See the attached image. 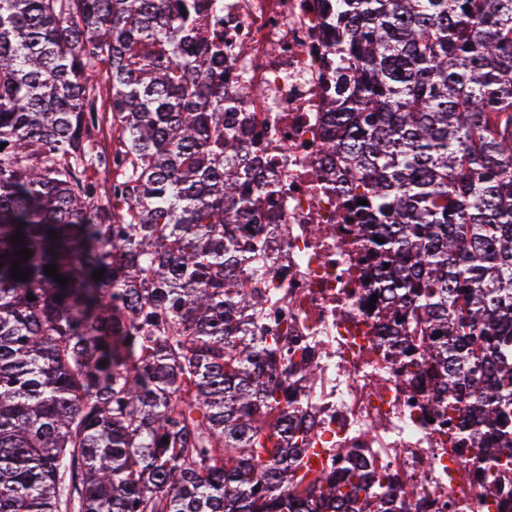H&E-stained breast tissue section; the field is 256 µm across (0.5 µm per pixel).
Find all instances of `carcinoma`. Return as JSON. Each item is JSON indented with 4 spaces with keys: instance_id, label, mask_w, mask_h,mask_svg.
I'll use <instances>...</instances> for the list:
<instances>
[{
    "instance_id": "cac0c4a2",
    "label": "carcinoma",
    "mask_w": 512,
    "mask_h": 512,
    "mask_svg": "<svg viewBox=\"0 0 512 512\" xmlns=\"http://www.w3.org/2000/svg\"><path fill=\"white\" fill-rule=\"evenodd\" d=\"M208 8L0 0V512H405L355 448L338 474L303 466L310 426L288 407L316 366L265 327L257 208L276 186L252 113L224 98L231 42L202 30ZM330 23L323 149L375 261L379 335L406 391L458 418L466 462L506 467L478 482L497 500L512 483V0H335Z\"/></svg>"
}]
</instances>
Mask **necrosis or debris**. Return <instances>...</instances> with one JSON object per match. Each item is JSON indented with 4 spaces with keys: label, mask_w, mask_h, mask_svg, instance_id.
I'll return each mask as SVG.
<instances>
[{
    "label": "necrosis or debris",
    "mask_w": 512,
    "mask_h": 512,
    "mask_svg": "<svg viewBox=\"0 0 512 512\" xmlns=\"http://www.w3.org/2000/svg\"><path fill=\"white\" fill-rule=\"evenodd\" d=\"M224 93L253 113L268 182L281 202L264 228L272 238L267 292L290 346L311 349L317 379L303 403L314 418L323 467L360 448L405 490L410 512H496L473 489L447 418L403 390V375L375 328L365 249L340 223L335 162L322 151L334 51L323 0H224ZM322 235H315V228Z\"/></svg>",
    "instance_id": "obj_1"
}]
</instances>
